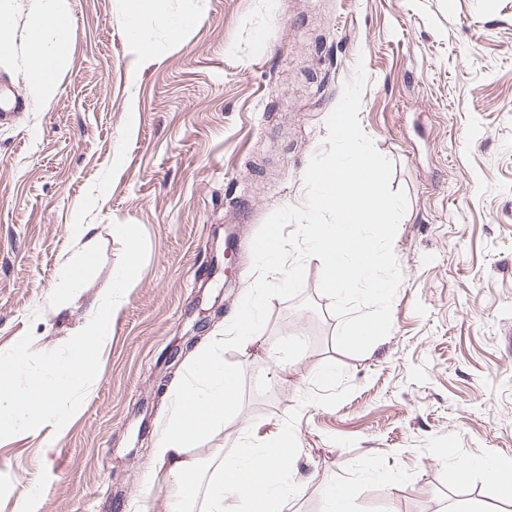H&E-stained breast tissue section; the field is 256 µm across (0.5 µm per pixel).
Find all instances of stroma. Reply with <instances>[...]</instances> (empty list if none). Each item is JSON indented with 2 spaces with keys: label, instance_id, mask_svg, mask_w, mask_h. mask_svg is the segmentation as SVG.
<instances>
[{
  "label": "stroma",
  "instance_id": "35a3bbf8",
  "mask_svg": "<svg viewBox=\"0 0 512 512\" xmlns=\"http://www.w3.org/2000/svg\"><path fill=\"white\" fill-rule=\"evenodd\" d=\"M66 6L69 52L43 101L22 67L28 0L8 3L18 40L0 94L26 109L0 120V352L28 332L55 349L89 322L121 255L114 223L138 224L147 256L66 435L46 424L0 440V512H166L153 450L191 353L169 356L182 336L224 334L255 279L248 243L304 202L359 61V122L407 197L391 331L340 352L342 320L306 264L302 294L272 299L262 331L296 361L280 370L225 344L240 411L195 454L211 466L248 424L284 422L298 512H322L327 484L355 512H505L484 473L462 483L455 468L512 465V0H168L198 19L176 39L148 20L151 60L125 37L123 0ZM87 251L74 301L64 273Z\"/></svg>",
  "mask_w": 512,
  "mask_h": 512
}]
</instances>
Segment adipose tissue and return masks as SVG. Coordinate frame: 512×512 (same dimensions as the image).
<instances>
[{"label":"adipose tissue","instance_id":"1","mask_svg":"<svg viewBox=\"0 0 512 512\" xmlns=\"http://www.w3.org/2000/svg\"><path fill=\"white\" fill-rule=\"evenodd\" d=\"M167 0H126V34L143 57L153 55L151 32L143 24L150 15L171 34L187 29L191 16H170ZM26 30V74L39 96L48 98L57 88L56 73L68 54L72 18L63 0H29ZM263 297L255 289L243 292L239 310L227 331L229 343L241 352L260 345L267 360L282 368L293 362L287 344L260 339L255 325ZM241 378L225 365L212 346L199 348L190 358L186 376L172 389L168 414L153 450L158 465L151 478L167 490L168 512H186V492L204 485L205 512H296V485L292 478L297 456L287 424L264 428L255 422L237 437L236 451L223 454L212 474L192 456L191 449L208 430L240 408ZM488 471L489 490L499 498L512 499V470L484 457L465 460L459 479L472 472Z\"/></svg>","mask_w":512,"mask_h":512}]
</instances>
